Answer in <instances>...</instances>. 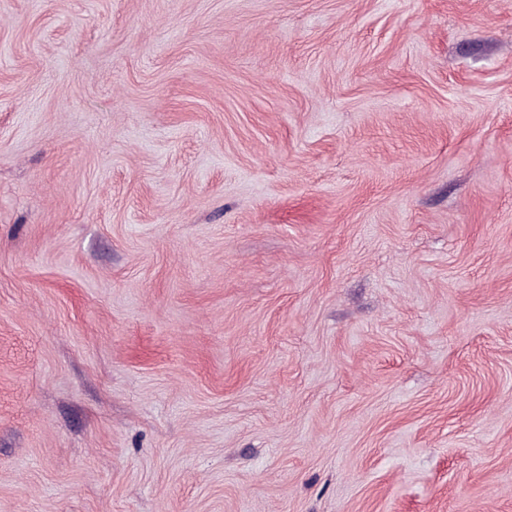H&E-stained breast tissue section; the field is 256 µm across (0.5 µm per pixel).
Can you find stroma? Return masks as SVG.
Wrapping results in <instances>:
<instances>
[{"instance_id": "stroma-1", "label": "stroma", "mask_w": 512, "mask_h": 512, "mask_svg": "<svg viewBox=\"0 0 512 512\" xmlns=\"http://www.w3.org/2000/svg\"><path fill=\"white\" fill-rule=\"evenodd\" d=\"M0 512H512V0H0Z\"/></svg>"}]
</instances>
